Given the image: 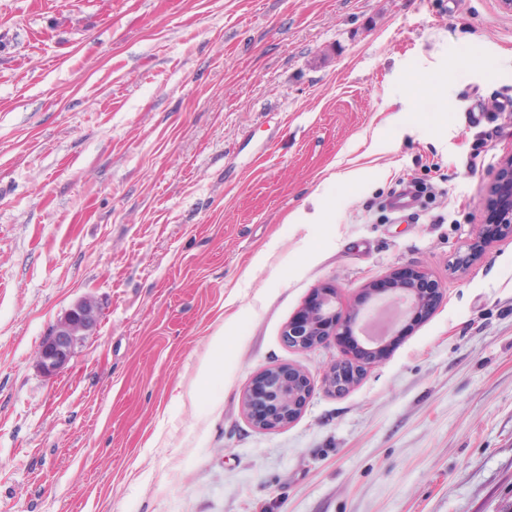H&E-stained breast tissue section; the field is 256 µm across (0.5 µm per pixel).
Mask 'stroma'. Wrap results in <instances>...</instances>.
I'll use <instances>...</instances> for the list:
<instances>
[{"mask_svg":"<svg viewBox=\"0 0 512 512\" xmlns=\"http://www.w3.org/2000/svg\"><path fill=\"white\" fill-rule=\"evenodd\" d=\"M420 73L448 94L408 97ZM497 93L498 0H0V512H512V238L457 264L512 157ZM411 265L433 312L254 427L257 372L347 349L285 345L314 288ZM83 298L97 329L45 377ZM99 314L97 303L84 298L50 325L36 352V365L45 376H54L66 367L76 347L96 330ZM357 362H354L353 360L349 358H344L341 360L336 361L339 364L340 367L338 369L339 371V377L341 384L336 386V369H333V366H330L328 368V371L322 378V385L328 389L332 390L333 392H336V389L340 386L345 389L349 388L351 385L355 384L359 379L362 378L364 375L362 368L363 365L360 363V358H356ZM344 368V370H343Z\"/></svg>","mask_w":512,"mask_h":512,"instance_id":"1","label":"stroma"}]
</instances>
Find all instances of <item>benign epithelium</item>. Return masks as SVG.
<instances>
[{
    "label": "benign epithelium",
    "mask_w": 512,
    "mask_h": 512,
    "mask_svg": "<svg viewBox=\"0 0 512 512\" xmlns=\"http://www.w3.org/2000/svg\"><path fill=\"white\" fill-rule=\"evenodd\" d=\"M490 222L497 225L495 239L512 236V157L497 176ZM396 300L406 305L416 321L426 316L441 298L438 283L420 266L406 267L389 280ZM371 289L349 310L336 307V290L330 286L316 289L313 298L288 321L282 332L284 343L294 349L310 350L327 344L332 337L352 336L365 306L375 295ZM99 306L91 299L75 302L48 328L36 352V365L46 376L59 373L97 327ZM340 370L328 368L322 385L336 390V381L347 389L363 376V365L349 358L337 361ZM315 386L308 374L292 365H275L258 372L242 394V405L254 425L275 430L292 422L312 396Z\"/></svg>",
    "instance_id": "1"
}]
</instances>
